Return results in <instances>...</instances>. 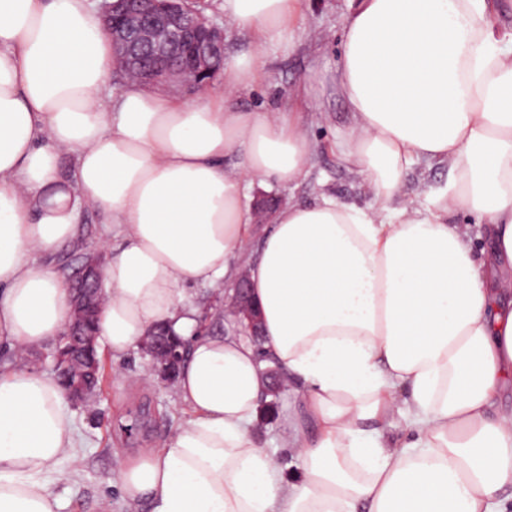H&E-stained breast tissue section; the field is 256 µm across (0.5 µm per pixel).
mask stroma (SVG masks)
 <instances>
[{
	"instance_id": "35a3bbf8",
	"label": "stroma",
	"mask_w": 512,
	"mask_h": 512,
	"mask_svg": "<svg viewBox=\"0 0 512 512\" xmlns=\"http://www.w3.org/2000/svg\"><path fill=\"white\" fill-rule=\"evenodd\" d=\"M346 0H303L304 21L293 50L270 44L265 48L257 87L240 93L235 104L245 111H285L300 108L316 145L308 178L300 185L268 182L253 185L251 195L266 194L285 203H310L320 194L366 208L372 203L363 179L339 161L331 143L337 130L351 122L336 91V66ZM310 82L308 101L296 105L295 89ZM104 376L97 402L91 407L71 406L78 448L50 473L59 512H102L111 502L112 512H150L148 503L128 505L117 479L114 449L131 454L138 449L162 445L188 417L189 411L176 398L174 386L154 381L145 389L130 385L145 372L148 359L139 350L121 358L102 353ZM295 399L280 395L274 406H260L256 429L264 447L279 457L286 477H298L300 462L282 443L284 417Z\"/></svg>"
}]
</instances>
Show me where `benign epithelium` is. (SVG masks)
I'll use <instances>...</instances> for the list:
<instances>
[{
    "instance_id": "obj_1",
    "label": "benign epithelium",
    "mask_w": 512,
    "mask_h": 512,
    "mask_svg": "<svg viewBox=\"0 0 512 512\" xmlns=\"http://www.w3.org/2000/svg\"><path fill=\"white\" fill-rule=\"evenodd\" d=\"M100 17L118 67L149 87L176 84L198 90L211 85V76L223 72L224 26L188 6V0H102ZM94 265L103 267V259L83 261L70 280L72 317L52 352L51 369L64 378L67 398L76 406L89 405L97 397L96 336L91 329L96 314L89 295L99 293L101 276L88 274ZM249 288V273L244 269L224 314L237 317V324L256 344L262 340V323ZM139 348L161 380H176L185 342L159 326L147 332Z\"/></svg>"
}]
</instances>
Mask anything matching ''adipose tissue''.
<instances>
[{
    "label": "adipose tissue",
    "instance_id": "1",
    "mask_svg": "<svg viewBox=\"0 0 512 512\" xmlns=\"http://www.w3.org/2000/svg\"><path fill=\"white\" fill-rule=\"evenodd\" d=\"M498 0H348L336 89L351 123L336 154L361 208L282 205L258 253L248 190L294 184L315 145L296 112H245L262 52L294 45L299 0H224L252 39L224 93L186 100L130 79L108 93L112 41L89 0H0V512H57L47 478L75 449L66 395L27 364L59 336L69 294L51 265L83 210L111 219L99 350L162 324L187 341L175 390L189 417L120 462L151 512H506L512 488V28ZM74 185L60 183L62 155ZM447 183L401 196L412 164ZM466 211L492 226L476 256ZM250 274L263 344L200 331L184 288ZM268 361H261L260 353ZM274 363L307 432L284 429L303 477L284 481L253 431ZM407 438H391L397 419Z\"/></svg>",
    "mask_w": 512,
    "mask_h": 512
}]
</instances>
